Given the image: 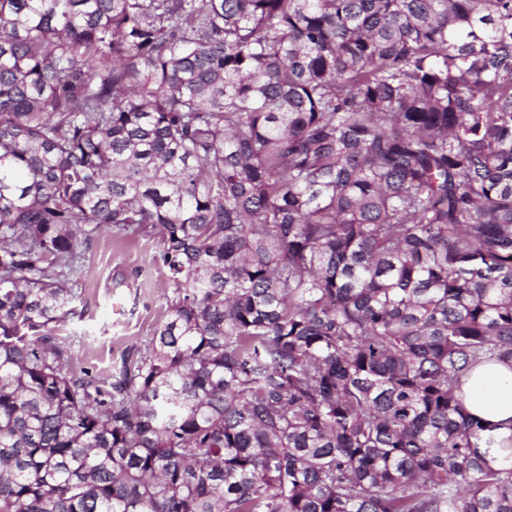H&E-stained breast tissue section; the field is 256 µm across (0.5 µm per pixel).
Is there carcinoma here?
Here are the masks:
<instances>
[{
  "label": "carcinoma",
  "mask_w": 512,
  "mask_h": 512,
  "mask_svg": "<svg viewBox=\"0 0 512 512\" xmlns=\"http://www.w3.org/2000/svg\"><path fill=\"white\" fill-rule=\"evenodd\" d=\"M149 224L145 349L69 367ZM512 0H0V512H512ZM160 239L151 225L121 233L105 229L81 252L80 317L62 336H72V368L111 374L129 349L143 348L167 318L172 297L158 261ZM459 394L467 412L484 420L487 428L479 450L486 453L488 467L499 468L512 454V362L477 363L463 378Z\"/></svg>",
  "instance_id": "carcinoma-1"
}]
</instances>
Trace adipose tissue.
<instances>
[{
	"mask_svg": "<svg viewBox=\"0 0 512 512\" xmlns=\"http://www.w3.org/2000/svg\"><path fill=\"white\" fill-rule=\"evenodd\" d=\"M460 396L467 412L484 420L483 438L490 443L486 464L499 468L512 455V362L477 363L466 373Z\"/></svg>",
	"mask_w": 512,
	"mask_h": 512,
	"instance_id": "adipose-tissue-1",
	"label": "adipose tissue"
}]
</instances>
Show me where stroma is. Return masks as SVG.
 I'll return each instance as SVG.
<instances>
[{"label":"stroma","instance_id":"35a3bbf8","mask_svg":"<svg viewBox=\"0 0 512 512\" xmlns=\"http://www.w3.org/2000/svg\"><path fill=\"white\" fill-rule=\"evenodd\" d=\"M160 249L155 229L144 225L121 233L102 230L82 251L80 316L63 330L73 339L74 370L111 374L129 349L144 347L166 320L172 290L158 261Z\"/></svg>","mask_w":512,"mask_h":512}]
</instances>
